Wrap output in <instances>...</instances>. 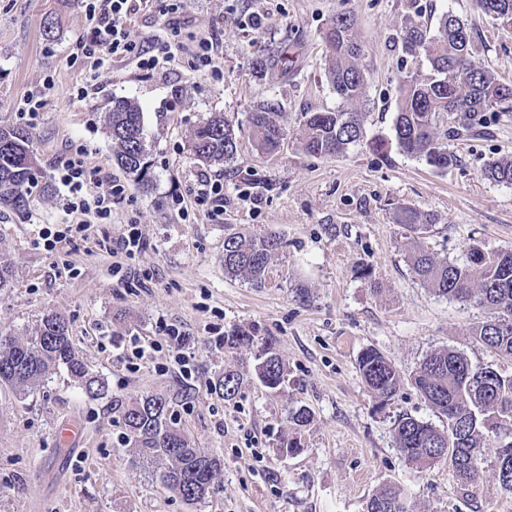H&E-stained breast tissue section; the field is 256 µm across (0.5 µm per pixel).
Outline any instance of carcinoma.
I'll list each match as a JSON object with an SVG mask.
<instances>
[{"instance_id":"cac0c4a2","label":"carcinoma","mask_w":512,"mask_h":512,"mask_svg":"<svg viewBox=\"0 0 512 512\" xmlns=\"http://www.w3.org/2000/svg\"><path fill=\"white\" fill-rule=\"evenodd\" d=\"M478 8L504 30H512V0H476ZM328 49L326 76L339 100L334 111L305 115V149L314 156H339L364 139L366 113L361 103L369 72L363 64V47L354 16L340 14L322 31ZM398 41L415 67L400 78V98L394 123L397 146L437 169L453 165L448 135H458L485 121L488 112H512V85L502 82L474 60L476 46L467 23L452 10L443 12L432 26L407 19ZM257 70L288 73V50L280 56L254 61ZM279 105L267 100L250 112L256 146L266 155L279 153L286 133L274 118ZM105 126L112 140L113 160L143 188L152 183L151 160L146 148L143 112L129 98L112 100L105 113ZM33 135L22 126H0V206L19 216L29 212L33 189L49 194L32 147ZM190 150L203 163H221L234 157L237 137L233 124L218 112L194 131ZM488 179L512 185V159L493 162ZM395 223L414 234L432 229L434 218L401 206ZM282 247L281 237L271 232L262 237L231 233L224 237V271L243 276L260 288L265 284L272 257ZM415 277L450 300L485 308L488 316L472 327V336L496 355L512 361V249L488 252L475 246L461 260L440 261L424 248L410 254ZM13 285L10 256L0 249V292ZM260 345L254 372L271 390L288 383V368L274 351L270 339H260L253 328L239 327L224 337L231 349ZM76 381L86 394L101 395L105 383L94 375L77 352L69 321L54 311L44 313L29 334L18 337L0 332V382L26 395L35 392L59 368ZM358 369L364 384L384 403L410 381L424 401L442 418L443 426L409 415L394 423V441L404 459L420 469L439 463L447 454L460 494L472 499L482 484V464L488 434L499 437L495 446L497 488L512 493V372L472 364L463 354L444 348L430 354L405 377L392 362L373 347L359 356ZM242 384L234 370L217 375L211 388L226 400L236 397ZM172 399L163 394L117 403L128 443L141 458L161 460L162 486L189 504L199 503L221 469V460L204 448L190 445L184 431L168 414ZM301 438L293 432L281 438L278 452L297 454ZM365 512H413L401 490L388 484L366 503Z\"/></svg>"}]
</instances>
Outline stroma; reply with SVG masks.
I'll return each instance as SVG.
<instances>
[{
	"instance_id": "obj_1",
	"label": "stroma",
	"mask_w": 512,
	"mask_h": 512,
	"mask_svg": "<svg viewBox=\"0 0 512 512\" xmlns=\"http://www.w3.org/2000/svg\"><path fill=\"white\" fill-rule=\"evenodd\" d=\"M417 9L432 24L449 9L462 15L479 62L512 83V33L474 0H185L168 16L141 10L128 27L140 42L178 33L182 48L173 60L146 71L134 60L111 59L100 92L80 99L74 89L89 72L71 48L87 31L81 0H0V125L22 124L24 99L42 97L33 149L52 185L28 217L0 208V248L14 263V286L0 294V329L21 335L46 310L63 313L80 355L106 383L93 399L63 370L26 397L0 384V512H364L385 484L399 487L415 512H512V497L497 489L494 456H487L483 489L472 500L461 497L448 465L420 470L406 462L394 443L396 418L407 413L435 424L438 415L408 383L379 403L358 371L369 347L406 375L443 348L512 371V362L471 334L483 308L436 295L414 277L412 235L394 221L403 205L433 216L422 244L443 261L463 258L474 245L512 249V185L485 176L493 162L512 157V113L449 138L456 163L445 171L395 143L404 66L396 32ZM342 12L357 21L370 72L365 135L345 155L319 158L303 149V116L339 105L320 31ZM253 13L262 14L261 29L243 26ZM49 18L57 23L52 39L43 33ZM202 36L215 42L218 75L189 65ZM284 44L294 58L287 76L257 72L254 60ZM116 97L142 108L149 188L112 160L104 117ZM266 100L278 103L286 130L273 157L257 148L247 120ZM216 112L237 127V152L208 165L188 143ZM77 147L102 178L124 179L128 194L91 237L52 250L34 245L40 228L61 222L66 192L58 164ZM207 176L224 182L223 222L200 208L182 221L172 198L189 197ZM131 221L148 241L133 263L146 276L135 289L113 276L108 251ZM271 231L284 246L264 287L225 275V236ZM365 265L371 278L360 275ZM167 324L195 339L193 378L171 370L164 351L138 370L128 361L132 340L160 339ZM237 327L257 328L273 341L288 367L282 391L257 380L254 351L217 344ZM227 369L243 378L230 402L211 389ZM147 394L173 397V416L192 443L222 460L216 490L204 502L174 497L157 481L155 465L134 456L112 403ZM299 406L312 420L301 430L303 451L285 457L277 445L293 430L286 411Z\"/></svg>"
}]
</instances>
